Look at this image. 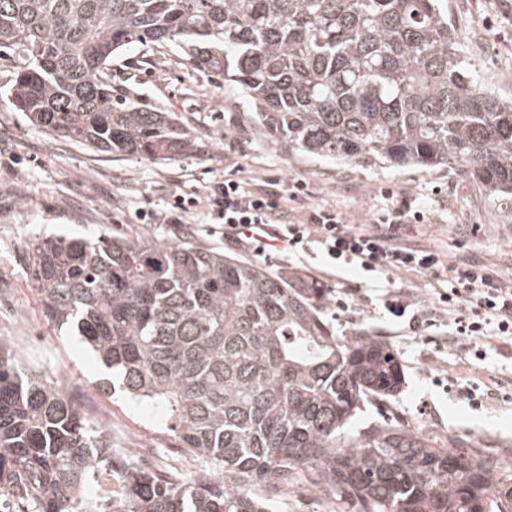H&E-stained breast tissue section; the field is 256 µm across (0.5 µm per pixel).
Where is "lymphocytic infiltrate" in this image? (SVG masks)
<instances>
[{"label": "lymphocytic infiltrate", "instance_id": "1", "mask_svg": "<svg viewBox=\"0 0 512 512\" xmlns=\"http://www.w3.org/2000/svg\"><path fill=\"white\" fill-rule=\"evenodd\" d=\"M304 193L300 182L265 181L258 188L227 178L214 184L207 206L224 226L225 239L257 251L308 253L318 246L329 267L357 265L375 279L428 276L433 280L431 315L448 320L449 344H462L465 384L458 393L472 405L483 403L475 364L489 341L512 345V276L495 273L480 259L458 261L408 242L406 225L424 222L422 211L396 205L384 214L355 222L330 206L291 204Z\"/></svg>", "mask_w": 512, "mask_h": 512}]
</instances>
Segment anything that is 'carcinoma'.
Returning a JSON list of instances; mask_svg holds the SVG:
<instances>
[{"label": "carcinoma", "instance_id": "cac0c4a2", "mask_svg": "<svg viewBox=\"0 0 512 512\" xmlns=\"http://www.w3.org/2000/svg\"><path fill=\"white\" fill-rule=\"evenodd\" d=\"M169 43L235 83L288 152L448 168L512 215V101L480 86L446 0H0V49L23 57L14 107L97 152L161 162L195 148L170 113L112 98L103 77L120 49ZM27 249L48 321L161 409L203 468L131 461L104 492L89 474L112 466L111 439L1 340L0 512H273L296 482L352 512H512L511 457L392 418L353 425L399 394L403 366L378 336L336 335L314 278L188 235Z\"/></svg>", "mask_w": 512, "mask_h": 512}]
</instances>
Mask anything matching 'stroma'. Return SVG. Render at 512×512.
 Segmentation results:
<instances>
[{
    "label": "stroma",
    "instance_id": "obj_1",
    "mask_svg": "<svg viewBox=\"0 0 512 512\" xmlns=\"http://www.w3.org/2000/svg\"><path fill=\"white\" fill-rule=\"evenodd\" d=\"M448 17L482 84L512 97V0H448ZM190 59L177 45L133 44L114 55L106 71L114 96L171 113L195 138L191 153L153 163L99 153L32 125L8 97L18 58L0 51V339L26 367L63 386L88 422L96 420L95 406L110 407L113 447L132 448L148 439L162 450L161 468L172 469L167 451L180 442L158 410L104 393V368L88 345L44 317L31 286L26 244L38 234L172 242L187 233L203 248L271 272L297 270L316 278L331 290L327 318L337 335L363 329L392 345L404 368L402 391L387 406L366 407L363 419L384 414L441 440L453 434L512 453V352L490 343L480 367L496 384L481 408H474L446 386L460 352L447 343L445 320L410 330L407 319L385 309L383 289L365 286L354 269L337 278L323 274L317 251L298 257L232 245L203 200L224 179L257 184L267 177L304 183L309 203L334 207L354 221L403 200L426 213L424 223L406 227L414 242L456 260L488 259L504 275H512V223L470 182L445 168L399 169L288 154L251 125L233 87L194 68ZM177 194L197 198V206L178 213L172 207ZM142 210L154 213L153 223L137 222Z\"/></svg>",
    "mask_w": 512,
    "mask_h": 512
}]
</instances>
